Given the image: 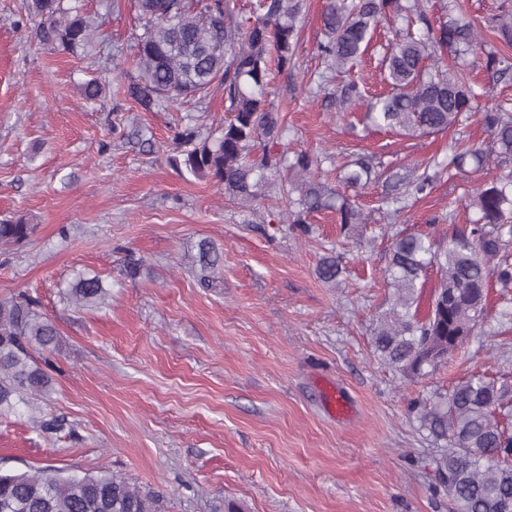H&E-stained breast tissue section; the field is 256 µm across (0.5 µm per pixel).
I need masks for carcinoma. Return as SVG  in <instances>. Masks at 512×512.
I'll return each instance as SVG.
<instances>
[{
	"mask_svg": "<svg viewBox=\"0 0 512 512\" xmlns=\"http://www.w3.org/2000/svg\"><path fill=\"white\" fill-rule=\"evenodd\" d=\"M66 0H23L24 9L39 19L35 36L78 55L92 47L96 20ZM144 21L136 36L133 62L136 75L119 88L123 97L146 112L166 111L178 101L201 93L219 80L226 94L228 117L218 135L200 138L192 129L177 132L181 148L177 164L197 179L224 186L231 200L252 203L261 195L265 175H292L299 193L297 209L286 212L284 224L309 231L307 217L319 211L336 213L338 223L363 221L356 201L321 182L316 172L322 160L299 152L292 160L273 150L285 126L277 109L267 102L272 67L282 70L296 56L304 0H258L255 15L244 17L228 0H134ZM401 17L423 25V33L399 37L384 57L386 95L365 101L360 84L350 79L341 86L342 103H367L368 117L379 128L406 136L448 131L470 112L478 111L480 94L468 73L443 67L436 52L446 49L461 58L483 57L487 70L501 77L512 74V11L492 19L498 45L487 46L481 30L464 15L459 0L448 13L431 20L423 0H326L322 26L326 39L317 51L327 69L347 73L368 50L378 24ZM492 137L491 148H457L448 158L416 164L401 181L420 195L451 170L486 167L491 155L512 160V110L503 103L481 113ZM262 154L252 155L258 140ZM373 166L362 157L345 175L353 188H364ZM477 219L455 230L444 247L415 234L392 238L390 258L383 271L393 290V303L373 329L371 344L392 370L414 379L427 376L446 357L458 352L482 317L490 280L506 291L512 288V174L478 184L468 198ZM33 227L19 218L0 222V244L20 243ZM221 257L211 245H199L192 258L198 283L208 288L215 280ZM437 268L425 318L418 306L427 271ZM343 274L340 257H321L317 275L334 284ZM71 302L99 307L109 292L98 276L79 275L67 288ZM55 324L24 297L0 296V415L13 413L21 403L49 395L52 377L37 355L58 343ZM512 414V385L472 374L435 392L418 411L420 428L434 439L433 459L441 486L456 512H512V433L503 419ZM0 512H162L160 499L124 478L66 474L52 465L33 472L0 473Z\"/></svg>",
	"mask_w": 512,
	"mask_h": 512,
	"instance_id": "carcinoma-1",
	"label": "carcinoma"
}]
</instances>
